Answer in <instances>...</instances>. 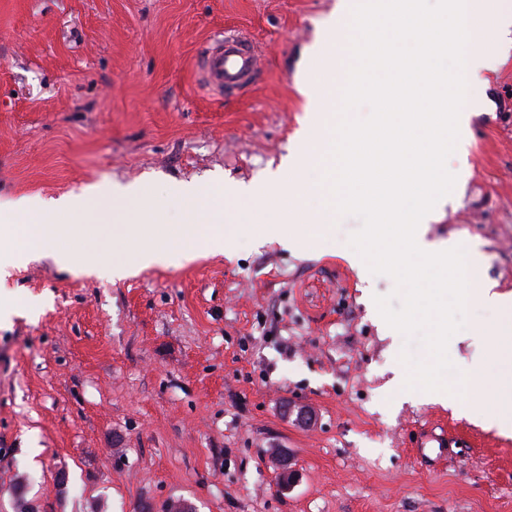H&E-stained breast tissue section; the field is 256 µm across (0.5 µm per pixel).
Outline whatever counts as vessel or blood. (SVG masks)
<instances>
[{"mask_svg":"<svg viewBox=\"0 0 512 512\" xmlns=\"http://www.w3.org/2000/svg\"><path fill=\"white\" fill-rule=\"evenodd\" d=\"M196 71L200 84L218 94L252 85L261 72L256 44L240 32L222 34L203 46Z\"/></svg>","mask_w":512,"mask_h":512,"instance_id":"vessel-or-blood-1","label":"vessel or blood"}]
</instances>
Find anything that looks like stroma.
Wrapping results in <instances>:
<instances>
[{"label":"stroma","mask_w":512,"mask_h":512,"mask_svg":"<svg viewBox=\"0 0 512 512\" xmlns=\"http://www.w3.org/2000/svg\"><path fill=\"white\" fill-rule=\"evenodd\" d=\"M337 0H0V199L140 182V224H180L176 188L222 210L233 250L111 275L129 244L73 268L14 269L0 298V512H512V438L431 402L389 405L402 336H382L345 258L357 217L321 249L256 245L236 200L295 144ZM247 32L257 84L198 81V49ZM464 185L433 239L479 241L512 292V53L485 75ZM94 260L90 276L74 269ZM306 405L302 427L282 410ZM297 480L278 487L281 459Z\"/></svg>","instance_id":"1"}]
</instances>
